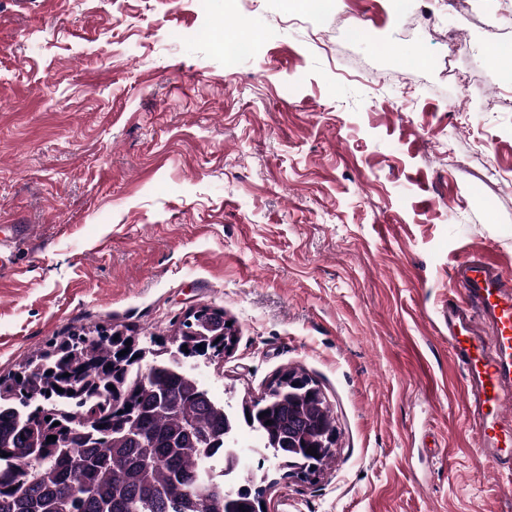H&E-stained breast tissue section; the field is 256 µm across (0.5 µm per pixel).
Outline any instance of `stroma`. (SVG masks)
I'll return each mask as SVG.
<instances>
[{
	"mask_svg": "<svg viewBox=\"0 0 512 512\" xmlns=\"http://www.w3.org/2000/svg\"><path fill=\"white\" fill-rule=\"evenodd\" d=\"M291 3L250 4L230 73V0H0V374L209 306L236 336L196 370L217 398L300 369L336 419L311 480L250 456L264 512H512L439 320L466 253L512 273V0L493 30L413 0L463 26L448 68L389 0H338L367 34Z\"/></svg>",
	"mask_w": 512,
	"mask_h": 512,
	"instance_id": "obj_1",
	"label": "stroma"
}]
</instances>
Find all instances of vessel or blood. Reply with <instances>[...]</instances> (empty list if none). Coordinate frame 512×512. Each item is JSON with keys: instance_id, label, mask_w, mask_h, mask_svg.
<instances>
[{"instance_id": "b4317fda", "label": "vessel or blood", "mask_w": 512, "mask_h": 512, "mask_svg": "<svg viewBox=\"0 0 512 512\" xmlns=\"http://www.w3.org/2000/svg\"><path fill=\"white\" fill-rule=\"evenodd\" d=\"M454 299L439 314L464 378L465 413L477 455L512 493V277L485 253L451 268Z\"/></svg>"}]
</instances>
